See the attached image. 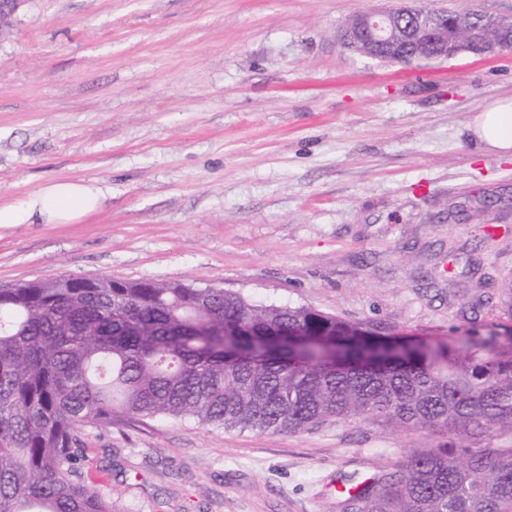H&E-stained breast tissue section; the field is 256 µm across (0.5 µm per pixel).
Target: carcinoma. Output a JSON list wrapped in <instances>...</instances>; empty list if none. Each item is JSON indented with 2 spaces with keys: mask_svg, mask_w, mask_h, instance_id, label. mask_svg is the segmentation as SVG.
I'll use <instances>...</instances> for the list:
<instances>
[{
  "mask_svg": "<svg viewBox=\"0 0 512 512\" xmlns=\"http://www.w3.org/2000/svg\"><path fill=\"white\" fill-rule=\"evenodd\" d=\"M437 45L403 46L406 63ZM279 434L361 419L448 435L345 492L358 512H512V356L379 336L305 306L183 282L0 288V512H112L81 433L117 418Z\"/></svg>",
  "mask_w": 512,
  "mask_h": 512,
  "instance_id": "carcinoma-1",
  "label": "carcinoma"
}]
</instances>
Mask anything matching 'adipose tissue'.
Segmentation results:
<instances>
[{"instance_id": "adipose-tissue-1", "label": "adipose tissue", "mask_w": 512, "mask_h": 512, "mask_svg": "<svg viewBox=\"0 0 512 512\" xmlns=\"http://www.w3.org/2000/svg\"><path fill=\"white\" fill-rule=\"evenodd\" d=\"M471 131L482 146L504 156L512 154V98L486 104L474 117ZM105 197V190L98 186L54 182L23 205H0V224H72L99 209Z\"/></svg>"}]
</instances>
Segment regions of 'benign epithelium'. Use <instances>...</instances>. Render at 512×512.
<instances>
[{"instance_id": "7a95c632", "label": "benign epithelium", "mask_w": 512, "mask_h": 512, "mask_svg": "<svg viewBox=\"0 0 512 512\" xmlns=\"http://www.w3.org/2000/svg\"><path fill=\"white\" fill-rule=\"evenodd\" d=\"M396 13L409 18L412 25L407 29L395 28ZM460 26L461 22L448 18L446 10L426 11L401 5L355 15L346 31V41L354 50L374 59L381 51L396 49L403 42L437 36L447 28L454 30L455 37L443 46L436 56L438 60L462 52L486 57L512 47V29L507 27V21L497 16L477 12L468 29L462 31Z\"/></svg>"}]
</instances>
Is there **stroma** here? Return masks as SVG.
I'll use <instances>...</instances> for the list:
<instances>
[{"mask_svg":"<svg viewBox=\"0 0 512 512\" xmlns=\"http://www.w3.org/2000/svg\"><path fill=\"white\" fill-rule=\"evenodd\" d=\"M388 0H22L0 34V204L107 187L74 224L0 225V285L181 281L380 336L498 335L512 353V158L469 129L512 97V50L389 64L348 49ZM114 512H344L338 485L441 432L360 420L82 431Z\"/></svg>","mask_w":512,"mask_h":512,"instance_id":"stroma-1","label":"stroma"}]
</instances>
